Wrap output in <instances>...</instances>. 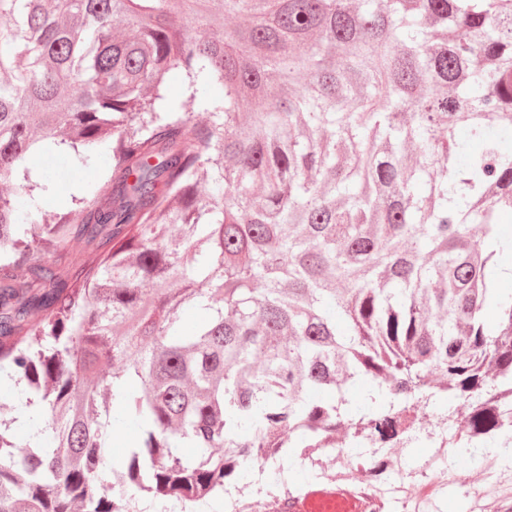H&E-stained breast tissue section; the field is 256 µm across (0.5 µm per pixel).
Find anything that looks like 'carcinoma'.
<instances>
[{
	"label": "carcinoma",
	"mask_w": 512,
	"mask_h": 512,
	"mask_svg": "<svg viewBox=\"0 0 512 512\" xmlns=\"http://www.w3.org/2000/svg\"><path fill=\"white\" fill-rule=\"evenodd\" d=\"M62 145L111 174L24 226L20 162ZM507 220L512 0H0V372L34 407L24 445L0 416V512L382 471L445 393L512 512ZM136 431L128 424L123 422H117L112 433V462L119 463L127 452L128 448H132L135 442H130L128 448H125L129 439L134 438L136 440Z\"/></svg>",
	"instance_id": "cac0c4a2"
}]
</instances>
